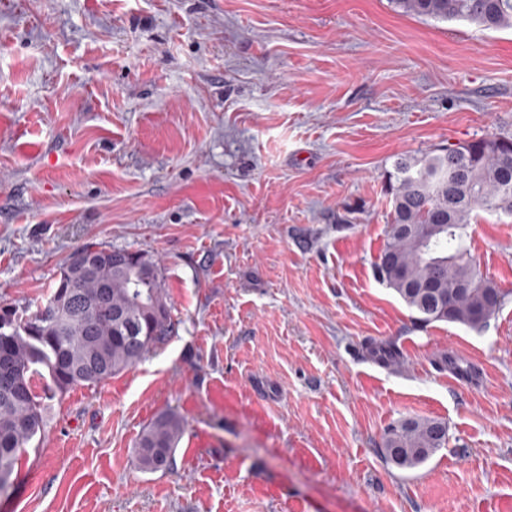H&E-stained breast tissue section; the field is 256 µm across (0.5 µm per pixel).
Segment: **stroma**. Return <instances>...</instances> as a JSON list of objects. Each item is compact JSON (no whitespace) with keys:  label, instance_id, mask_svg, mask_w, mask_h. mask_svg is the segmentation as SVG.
Returning <instances> with one entry per match:
<instances>
[{"label":"stroma","instance_id":"stroma-1","mask_svg":"<svg viewBox=\"0 0 512 512\" xmlns=\"http://www.w3.org/2000/svg\"><path fill=\"white\" fill-rule=\"evenodd\" d=\"M488 134L512 139V28L392 0H0V305L43 303L94 243L156 262L174 321L46 401L0 512H503L512 215L466 229L507 295L481 329L422 324L373 275L396 162ZM168 410L174 466L142 472ZM410 416L448 445L400 470L382 437ZM186 421L175 411H166L151 420L139 434L134 446V462L144 472H165L173 464Z\"/></svg>","mask_w":512,"mask_h":512}]
</instances>
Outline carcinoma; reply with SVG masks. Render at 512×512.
<instances>
[{
  "instance_id": "cac0c4a2",
  "label": "carcinoma",
  "mask_w": 512,
  "mask_h": 512,
  "mask_svg": "<svg viewBox=\"0 0 512 512\" xmlns=\"http://www.w3.org/2000/svg\"><path fill=\"white\" fill-rule=\"evenodd\" d=\"M404 13L464 20L486 30L512 27V0H392ZM391 185V224L375 278L424 324L448 322L478 330L506 294L470 256L465 229L478 213L512 214V141L487 135L399 162ZM88 246L61 269L35 311L0 306V496L14 487L15 468L44 429V400L73 387L97 385L140 362L172 332L161 270L147 256L98 247L99 266L73 282ZM49 377L43 395L35 377ZM186 421L175 411L151 420L134 446L144 472L173 464ZM448 441L445 423L400 419L384 431L387 464L411 470Z\"/></svg>"
}]
</instances>
